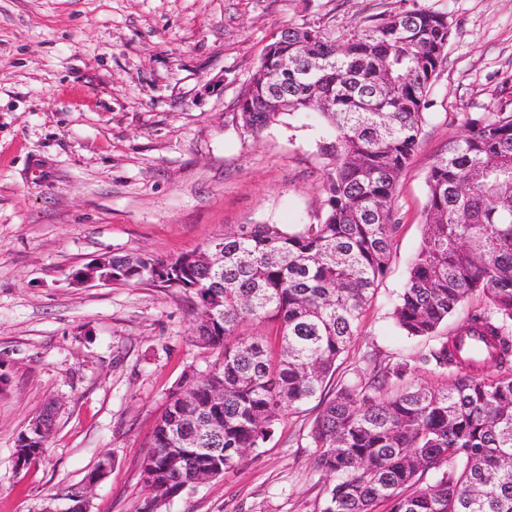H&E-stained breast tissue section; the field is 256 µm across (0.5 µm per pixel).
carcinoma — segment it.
<instances>
[{"label": "carcinoma", "instance_id": "1", "mask_svg": "<svg viewBox=\"0 0 512 512\" xmlns=\"http://www.w3.org/2000/svg\"><path fill=\"white\" fill-rule=\"evenodd\" d=\"M445 18L408 10L334 39L288 28L266 46L238 108L254 134L284 114L314 110L325 119L335 163L316 223L241 224L209 244L222 248L220 271L194 261L158 283L153 275L170 259L112 256L119 286L194 295V330L220 355L155 426L143 467L165 494L192 467L227 471L262 447L280 417L323 394L358 335L399 227L397 182L419 145L448 45ZM284 51L295 68L279 74ZM384 64L396 80L388 90L378 81ZM273 94L288 105L270 107ZM464 122L467 135L430 168L424 242L393 310L401 335L436 338L422 360L448 386L413 385L406 361L340 384L310 432L331 481L323 512H512V467L501 464L512 456V112L468 113ZM457 312L459 324L440 335ZM269 324L273 338L261 330ZM47 444L31 422L17 437L19 448L42 453ZM431 469L436 480L422 484Z\"/></svg>", "mask_w": 512, "mask_h": 512}]
</instances>
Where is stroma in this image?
I'll return each instance as SVG.
<instances>
[{"label":"stroma","instance_id":"stroma-1","mask_svg":"<svg viewBox=\"0 0 512 512\" xmlns=\"http://www.w3.org/2000/svg\"><path fill=\"white\" fill-rule=\"evenodd\" d=\"M413 9L448 15V45L399 179L387 272L331 395L371 362L446 383L422 360L431 340L401 336L392 311L435 157L465 135L462 113L512 110V0H0V512H66L105 459L90 512H141L170 394L218 354L197 342L184 290L72 273L102 255L174 257L240 224L314 223L334 163L318 114L256 136L238 100L278 30L341 37ZM51 405L43 456L18 468V434ZM321 410L315 399L282 417L262 448L162 512H320L329 481L308 435Z\"/></svg>","mask_w":512,"mask_h":512}]
</instances>
